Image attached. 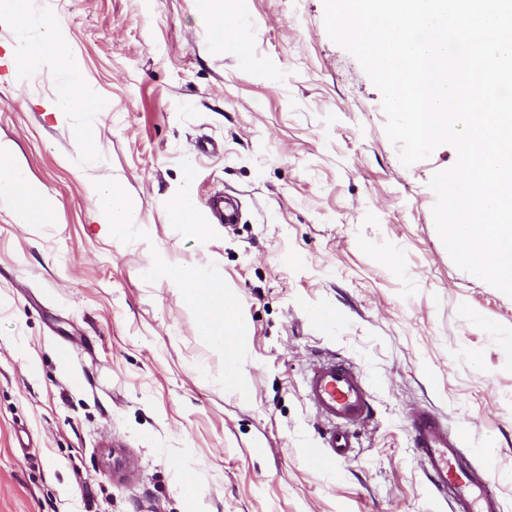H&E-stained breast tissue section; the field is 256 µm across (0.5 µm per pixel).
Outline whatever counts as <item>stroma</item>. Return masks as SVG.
<instances>
[{
    "instance_id": "stroma-1",
    "label": "stroma",
    "mask_w": 512,
    "mask_h": 512,
    "mask_svg": "<svg viewBox=\"0 0 512 512\" xmlns=\"http://www.w3.org/2000/svg\"><path fill=\"white\" fill-rule=\"evenodd\" d=\"M29 7L59 21L107 109L84 163L82 116L50 110L60 67L20 74L0 22V138L57 202L35 228L0 208V512H451L412 448L419 408L460 433L512 512V297L437 233L429 182L454 147L401 163L323 0H251L245 62L212 47L204 0ZM85 179L122 183L146 234L110 237ZM219 190L241 203L235 227L194 242L168 223L171 197L201 208ZM154 258L234 288L248 394L224 384L175 289L142 276ZM321 356L360 367L373 396L332 471L306 453L327 429L303 393Z\"/></svg>"
}]
</instances>
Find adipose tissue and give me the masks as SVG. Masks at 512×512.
Returning a JSON list of instances; mask_svg holds the SVG:
<instances>
[{
  "label": "adipose tissue",
  "mask_w": 512,
  "mask_h": 512,
  "mask_svg": "<svg viewBox=\"0 0 512 512\" xmlns=\"http://www.w3.org/2000/svg\"><path fill=\"white\" fill-rule=\"evenodd\" d=\"M8 20L15 33V62L29 73L44 66L63 64L65 77L52 109L77 112L86 118L77 129V140L86 161L96 159L97 139L93 121L105 104L86 95L82 89V70L75 59H64L60 24L49 15H32L28 0H0V20ZM84 191L95 206L98 223L106 225L113 236L124 237L136 227L138 213L124 187L84 182ZM0 206L7 208L17 223L26 226L51 223L56 201L33 180L23 166L13 142L0 140ZM149 277L165 280L176 288L181 300L198 316V334L224 356V382L240 385L243 374L236 361L245 343V326L237 296L224 283L223 275L213 268L188 269L171 263H152L145 267Z\"/></svg>",
  "instance_id": "ef3b65f1"
}]
</instances>
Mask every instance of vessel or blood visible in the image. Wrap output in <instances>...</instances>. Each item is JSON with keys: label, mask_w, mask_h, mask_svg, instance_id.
I'll use <instances>...</instances> for the list:
<instances>
[{"label": "vessel or blood", "mask_w": 512, "mask_h": 512, "mask_svg": "<svg viewBox=\"0 0 512 512\" xmlns=\"http://www.w3.org/2000/svg\"><path fill=\"white\" fill-rule=\"evenodd\" d=\"M206 207L218 223H235L237 212L223 194L211 195ZM304 395L316 415L328 425L321 447L311 449L310 456L322 469L333 470L352 457L357 429L371 414L368 380L352 363L324 357L315 361L305 377ZM408 422L413 448L429 487L448 499L454 512H502L486 473L473 465L462 451L458 437L437 415L418 410Z\"/></svg>", "instance_id": "1"}]
</instances>
